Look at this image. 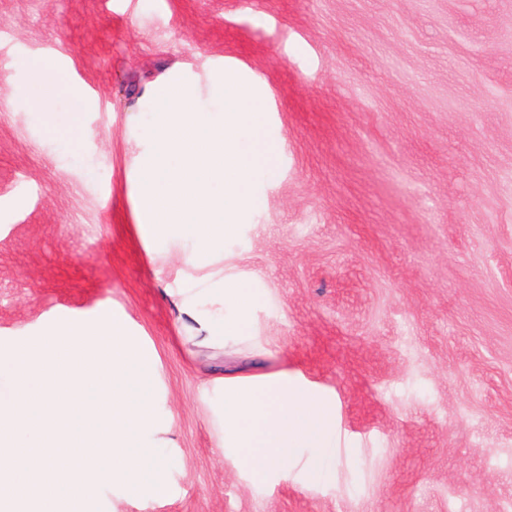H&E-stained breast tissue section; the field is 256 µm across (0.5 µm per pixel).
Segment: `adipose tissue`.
Here are the masks:
<instances>
[{"label": "adipose tissue", "instance_id": "ef3b65f1", "mask_svg": "<svg viewBox=\"0 0 512 512\" xmlns=\"http://www.w3.org/2000/svg\"><path fill=\"white\" fill-rule=\"evenodd\" d=\"M224 445L259 476L289 475L299 449L314 448L309 469L321 475L334 446L333 404L284 372L261 382L225 380Z\"/></svg>", "mask_w": 512, "mask_h": 512}]
</instances>
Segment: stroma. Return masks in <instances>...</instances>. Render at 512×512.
I'll use <instances>...</instances> for the list:
<instances>
[{"mask_svg":"<svg viewBox=\"0 0 512 512\" xmlns=\"http://www.w3.org/2000/svg\"><path fill=\"white\" fill-rule=\"evenodd\" d=\"M224 69L275 163L201 256L139 224L142 93ZM228 279L247 322L211 336L176 302L232 317ZM104 308L150 356L167 489L89 512H512V0H0V347ZM282 370L335 402L321 480L221 451L225 379ZM224 304L232 305L238 312V318L236 320L224 322V335H238L242 330V318L249 307L248 288L239 282L225 280Z\"/></svg>","mask_w":512,"mask_h":512,"instance_id":"stroma-1","label":"stroma"}]
</instances>
